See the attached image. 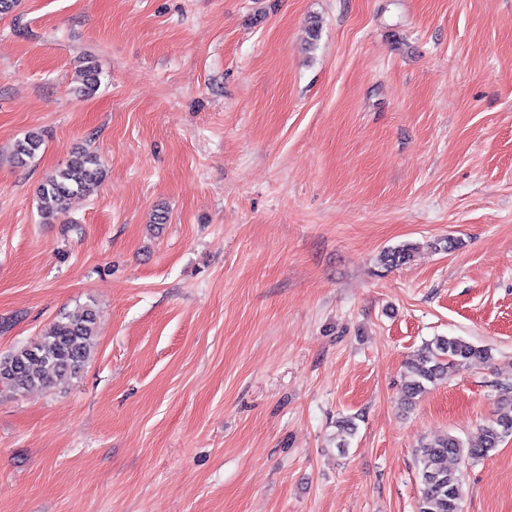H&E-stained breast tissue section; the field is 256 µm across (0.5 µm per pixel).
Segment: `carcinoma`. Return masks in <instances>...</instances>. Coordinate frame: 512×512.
<instances>
[{
	"mask_svg": "<svg viewBox=\"0 0 512 512\" xmlns=\"http://www.w3.org/2000/svg\"><path fill=\"white\" fill-rule=\"evenodd\" d=\"M81 75L80 91L93 92L98 85L97 68L89 63L81 69ZM42 143L36 132L18 140L13 163L19 167L28 165L37 156ZM102 179L103 169L98 155L86 150L74 152L38 190L43 222L57 221L67 212L73 197L94 193ZM416 250L417 245L410 242L390 249L383 255V264L388 268L406 264ZM95 324V310L89 304L60 316L35 340L0 358V385L16 393L27 392L49 389L66 376L79 377L97 347ZM489 357V349L461 337H434L408 362L405 403H414L430 385L448 374V370L463 368L474 359ZM501 401L508 405L509 411L481 426L475 439L464 441L446 434L419 445L417 456L422 468L417 512H462L461 470L448 468V459L455 458L465 466L489 456L505 438L512 436V387L502 389ZM336 427L337 448L344 449L348 439L355 434L356 423L346 418L337 421Z\"/></svg>",
	"mask_w": 512,
	"mask_h": 512,
	"instance_id": "1",
	"label": "carcinoma"
}]
</instances>
